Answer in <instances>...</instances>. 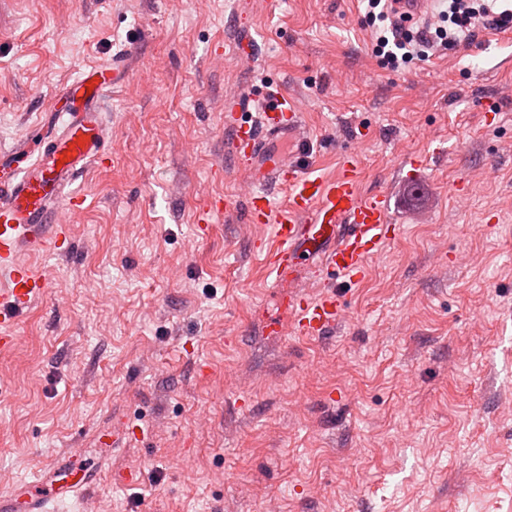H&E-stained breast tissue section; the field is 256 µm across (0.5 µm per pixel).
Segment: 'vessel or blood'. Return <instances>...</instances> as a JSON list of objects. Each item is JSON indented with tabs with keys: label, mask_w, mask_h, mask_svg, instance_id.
<instances>
[{
	"label": "vessel or blood",
	"mask_w": 512,
	"mask_h": 512,
	"mask_svg": "<svg viewBox=\"0 0 512 512\" xmlns=\"http://www.w3.org/2000/svg\"><path fill=\"white\" fill-rule=\"evenodd\" d=\"M430 2L391 0L396 14L410 19L426 16ZM125 76L120 56L106 66L81 71L63 89L71 110L48 155L37 156L30 171L0 183V276L8 278L7 287L0 289L1 353L14 350L19 341L6 323L46 294L47 275L34 272L25 258L58 250L67 240L66 216L80 203L70 187L110 151L102 101ZM252 101V93L245 91L227 105L231 151L249 182L246 221L273 227L276 245L267 252L266 265L275 280L295 279L311 261L323 277L321 294L295 291L283 298L280 315L267 319L263 332L321 336L335 328L344 313L337 281L351 284L363 278L368 259L394 238L396 228L389 222L386 197L362 194L351 154H343L336 175L322 178L310 176L277 150V143L298 139L301 133L300 114L287 94L266 95L254 117L249 114ZM277 186L288 192L281 210L272 195ZM103 466L97 460L73 476L66 456H57L30 478L0 492V512H56L95 486Z\"/></svg>",
	"instance_id": "b4317fda"
}]
</instances>
